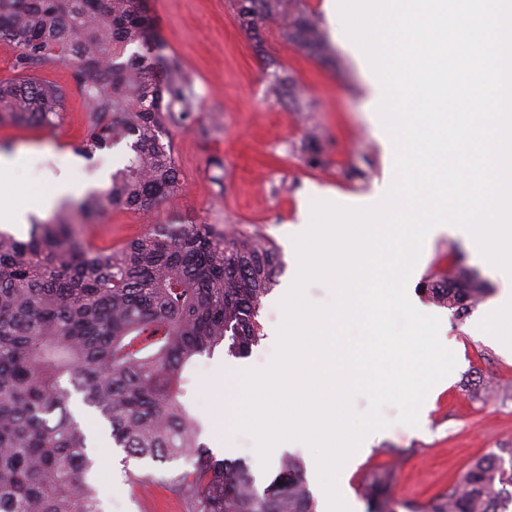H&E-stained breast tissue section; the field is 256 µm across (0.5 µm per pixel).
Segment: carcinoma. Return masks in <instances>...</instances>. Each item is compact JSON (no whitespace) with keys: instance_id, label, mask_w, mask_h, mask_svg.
I'll return each mask as SVG.
<instances>
[{"instance_id":"cac0c4a2","label":"carcinoma","mask_w":512,"mask_h":512,"mask_svg":"<svg viewBox=\"0 0 512 512\" xmlns=\"http://www.w3.org/2000/svg\"><path fill=\"white\" fill-rule=\"evenodd\" d=\"M294 0H233L240 25L255 38L270 22L301 50L323 58L319 23ZM20 50L19 64L71 62L91 114L76 150L87 157L125 144L108 187L80 204L150 213L180 189L168 126L194 112L177 62L163 43L146 0H0V41ZM131 45L138 50L127 53ZM271 92L304 103L295 80L274 59ZM67 91L33 76L0 83V120L49 127ZM279 249L253 233L214 224H157L108 253L59 219H31L28 238L0 231V512H103L91 482L95 461L69 409L71 392L109 427L115 447L133 459L165 463L189 457L191 468L165 479L192 512H316L304 466L280 463L258 489L250 467L219 459L199 443L181 401L192 360L222 345L247 355L263 338L262 300L276 285ZM427 297L458 323L487 293L474 271L450 263L425 282ZM69 377L71 387L61 385ZM283 484H277V481ZM395 473L370 472L366 512H509L512 464L491 454L424 505L394 498Z\"/></svg>"}]
</instances>
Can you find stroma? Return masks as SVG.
Instances as JSON below:
<instances>
[{"label":"stroma","instance_id":"stroma-1","mask_svg":"<svg viewBox=\"0 0 512 512\" xmlns=\"http://www.w3.org/2000/svg\"><path fill=\"white\" fill-rule=\"evenodd\" d=\"M324 0H299L325 31L336 58L329 65L299 50L276 30L253 37L239 25L232 0H147L165 52L173 57L195 100L192 122L170 128L180 170L181 188L150 216L107 209L85 217L77 198L47 213L65 217L99 250L110 251L139 237L153 224H216L231 231L255 233L281 249L283 270L264 298L260 320L264 337L237 358L216 349L198 358L183 384L181 401L201 427L200 440L218 458L246 459L258 487L279 471V460L262 463L248 434L235 448L222 443L224 379L212 370L215 358L226 367L260 369L276 351L275 332L284 316L281 299L297 270L289 240L298 231L302 203L316 191L342 201L374 194L382 185L389 158L378 141L368 108L369 76L358 65L328 20ZM20 51L0 42V81L25 75L62 85L68 96L60 120L39 127L0 122V152L16 154L15 177L32 191H46L63 176H76L91 188H104L112 171L122 167L124 146L96 152L73 168L75 145L85 135L90 105L82 94L76 69L60 61L31 69L19 65ZM275 57L297 82L306 103L296 111L287 100L268 93L267 57ZM477 272L491 292L462 324H453L446 309L430 303L422 282L412 291L440 320L439 337L456 366L430 402L421 424L398 423V411L383 414L391 425L384 439L362 455L348 478L355 512H365L360 486L373 470L397 468L393 494L402 501L424 503L445 491L474 461L490 454L512 456V354L501 352L485 332L484 318L511 277L493 274L473 254L468 240L455 232L439 234L424 246L419 261L432 273L444 256ZM83 428L93 445L95 488L103 512H192L188 498L170 493L164 480L186 468L185 459L165 464L126 460L122 449L108 445L101 420L81 411ZM137 482H130L129 474Z\"/></svg>","mask_w":512,"mask_h":512}]
</instances>
